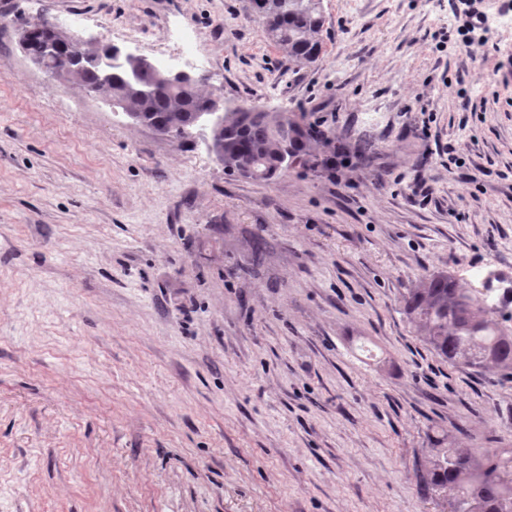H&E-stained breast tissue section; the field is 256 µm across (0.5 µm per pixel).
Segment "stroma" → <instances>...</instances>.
Listing matches in <instances>:
<instances>
[{
	"label": "stroma",
	"mask_w": 512,
	"mask_h": 512,
	"mask_svg": "<svg viewBox=\"0 0 512 512\" xmlns=\"http://www.w3.org/2000/svg\"><path fill=\"white\" fill-rule=\"evenodd\" d=\"M247 5L0 0V512H440L445 449L512 448V375L403 307L512 279V64L436 50L448 0H322L302 66ZM76 10L151 58L191 34L209 90L309 129L304 163L244 179L48 81L18 32Z\"/></svg>",
	"instance_id": "35a3bbf8"
}]
</instances>
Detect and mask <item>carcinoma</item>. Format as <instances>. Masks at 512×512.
<instances>
[{
    "mask_svg": "<svg viewBox=\"0 0 512 512\" xmlns=\"http://www.w3.org/2000/svg\"><path fill=\"white\" fill-rule=\"evenodd\" d=\"M252 13L262 22L268 38L283 47L292 62L312 61L319 53V35L324 26L321 0H250ZM29 50L44 53L49 32L32 26ZM137 82L149 94L133 96L120 66L112 67V84L105 93L139 113L144 126L158 131L173 130L185 137L199 122L209 95L201 87L163 85L151 69L140 72ZM76 83L86 92L100 86L98 68L81 69ZM288 116L271 112L240 110L237 118L211 131L216 151L234 163H250L257 173L253 181H270L288 169V160L300 157L305 133L286 149L278 129L293 127ZM408 317L423 332L424 340L448 362L479 369L488 365L512 369V334L489 318L472 295L458 287L446 274L426 278L422 288H412L404 296ZM424 495L446 505L447 512H512V449L507 456L496 455L480 461L472 454L448 448L423 479Z\"/></svg>",
    "mask_w": 512,
    "mask_h": 512,
    "instance_id": "obj_1",
    "label": "carcinoma"
}]
</instances>
